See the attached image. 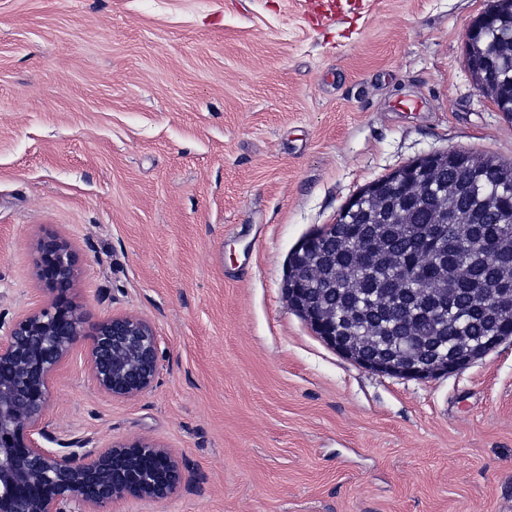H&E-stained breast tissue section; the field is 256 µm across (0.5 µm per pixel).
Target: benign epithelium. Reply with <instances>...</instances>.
Here are the masks:
<instances>
[{"label":"benign epithelium","instance_id":"obj_1","mask_svg":"<svg viewBox=\"0 0 512 512\" xmlns=\"http://www.w3.org/2000/svg\"><path fill=\"white\" fill-rule=\"evenodd\" d=\"M495 10L487 9L465 33L464 65L479 91L492 92L489 63L507 52L486 38ZM450 149L419 157L360 190L342 207L336 223L324 226L293 253L285 283L290 306L326 343L366 369L412 379L456 372L488 353L470 347L450 362L448 356H426V341H414L415 354L395 357L367 353L362 345L336 330L332 311L309 294L311 279L332 268L314 261L324 238H336V225L354 216L380 214L384 224L407 223L406 210L393 199L410 195L429 215L428 234L413 239L411 264L425 270L454 258L447 225L471 224L474 214L458 209L466 192L462 183L448 184L443 172L457 155ZM35 273L49 300L34 304L5 323L0 320V512H108L118 499L158 501L176 492L182 482L177 457L149 440L98 445L78 440L66 448H44L48 438L43 419L51 388L63 362L81 342L87 344V366L96 389L113 398L133 399L152 388L161 368L158 336L153 325L132 314H107L92 324L69 298L79 276L75 252L63 240L48 236L36 245ZM392 259L380 233L364 237L359 263L374 266ZM495 309L502 322H512V270L494 285ZM455 281L444 278L418 289L414 302L400 312V324L415 317L441 316L452 307Z\"/></svg>","mask_w":512,"mask_h":512}]
</instances>
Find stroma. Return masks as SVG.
Masks as SVG:
<instances>
[{
	"label": "stroma",
	"instance_id": "stroma-1",
	"mask_svg": "<svg viewBox=\"0 0 512 512\" xmlns=\"http://www.w3.org/2000/svg\"><path fill=\"white\" fill-rule=\"evenodd\" d=\"M490 0H0V317L45 300L152 323L161 370L100 394L75 350L46 445L148 439L184 472L110 512H512V339L426 380L367 370L288 303L290 255L428 153L512 163L464 66Z\"/></svg>",
	"mask_w": 512,
	"mask_h": 512
}]
</instances>
